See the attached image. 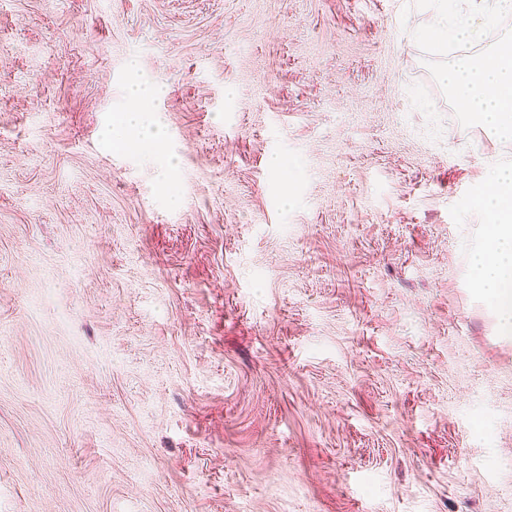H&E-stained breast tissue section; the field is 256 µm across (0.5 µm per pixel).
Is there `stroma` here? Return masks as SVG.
<instances>
[{
  "label": "stroma",
  "mask_w": 512,
  "mask_h": 512,
  "mask_svg": "<svg viewBox=\"0 0 512 512\" xmlns=\"http://www.w3.org/2000/svg\"><path fill=\"white\" fill-rule=\"evenodd\" d=\"M432 16L0 0V512H512L467 265L512 141L436 80ZM132 71L174 171L104 137Z\"/></svg>",
  "instance_id": "35a3bbf8"
}]
</instances>
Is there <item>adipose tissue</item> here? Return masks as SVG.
I'll return each mask as SVG.
<instances>
[{
	"label": "adipose tissue",
	"instance_id": "ef3b65f1",
	"mask_svg": "<svg viewBox=\"0 0 512 512\" xmlns=\"http://www.w3.org/2000/svg\"><path fill=\"white\" fill-rule=\"evenodd\" d=\"M433 21L417 37L434 53L447 54L449 45L463 48V55L441 66L436 77L448 88L463 111L472 113L494 138L512 141V54L497 48L479 55L467 53L484 31L493 27L500 15L512 12V0H475L472 9H456L455 0H434ZM136 109L124 112L112 132L116 148L136 147L151 155L176 154L148 103L164 95L163 85L131 79L127 85ZM488 178L497 187L483 196L479 205L490 218L484 245L470 252L472 287L493 310L502 338L512 339V165H495Z\"/></svg>",
	"mask_w": 512,
	"mask_h": 512
}]
</instances>
